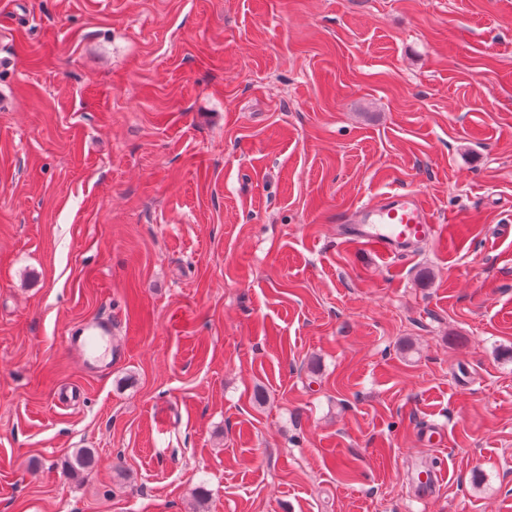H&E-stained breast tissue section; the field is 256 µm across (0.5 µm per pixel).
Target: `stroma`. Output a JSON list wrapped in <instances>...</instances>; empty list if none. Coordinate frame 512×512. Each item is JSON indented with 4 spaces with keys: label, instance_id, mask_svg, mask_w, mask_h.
<instances>
[{
    "label": "stroma",
    "instance_id": "1",
    "mask_svg": "<svg viewBox=\"0 0 512 512\" xmlns=\"http://www.w3.org/2000/svg\"><path fill=\"white\" fill-rule=\"evenodd\" d=\"M1 59L0 512H512V0H0ZM398 187L440 239L342 235ZM67 349L88 365L90 369L100 367L99 349L106 345L112 349V320L89 319L80 328L65 337Z\"/></svg>",
    "mask_w": 512,
    "mask_h": 512
}]
</instances>
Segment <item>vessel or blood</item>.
<instances>
[{"mask_svg":"<svg viewBox=\"0 0 512 512\" xmlns=\"http://www.w3.org/2000/svg\"><path fill=\"white\" fill-rule=\"evenodd\" d=\"M349 236L376 247L393 257H406L428 241L439 238L440 225L434 224L419 193L394 191L357 207L345 218ZM112 343V322L90 319L65 338L67 349L95 369L100 365L98 351Z\"/></svg>","mask_w":512,"mask_h":512,"instance_id":"1","label":"vessel or blood"}]
</instances>
